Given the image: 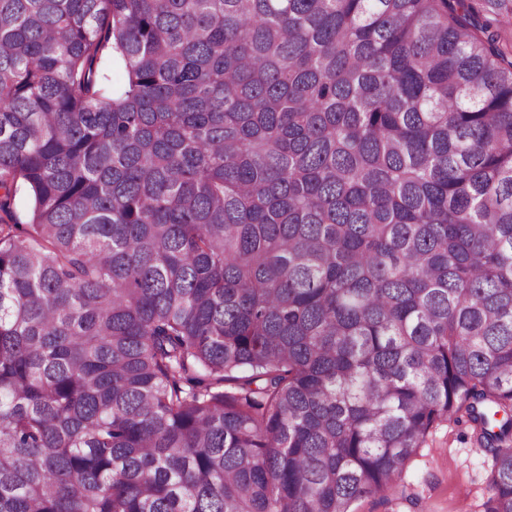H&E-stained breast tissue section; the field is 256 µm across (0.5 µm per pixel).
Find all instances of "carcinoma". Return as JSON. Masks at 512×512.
Instances as JSON below:
<instances>
[{"mask_svg":"<svg viewBox=\"0 0 512 512\" xmlns=\"http://www.w3.org/2000/svg\"><path fill=\"white\" fill-rule=\"evenodd\" d=\"M494 22L0 0V512H354L462 420L512 512Z\"/></svg>","mask_w":512,"mask_h":512,"instance_id":"cac0c4a2","label":"carcinoma"}]
</instances>
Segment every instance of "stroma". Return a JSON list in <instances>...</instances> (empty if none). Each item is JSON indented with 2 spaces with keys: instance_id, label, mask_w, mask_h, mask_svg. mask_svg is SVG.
<instances>
[{
  "instance_id": "1",
  "label": "stroma",
  "mask_w": 512,
  "mask_h": 512,
  "mask_svg": "<svg viewBox=\"0 0 512 512\" xmlns=\"http://www.w3.org/2000/svg\"><path fill=\"white\" fill-rule=\"evenodd\" d=\"M486 456L466 425L444 423L431 430L391 492L390 503L356 502L355 512H483Z\"/></svg>"
}]
</instances>
